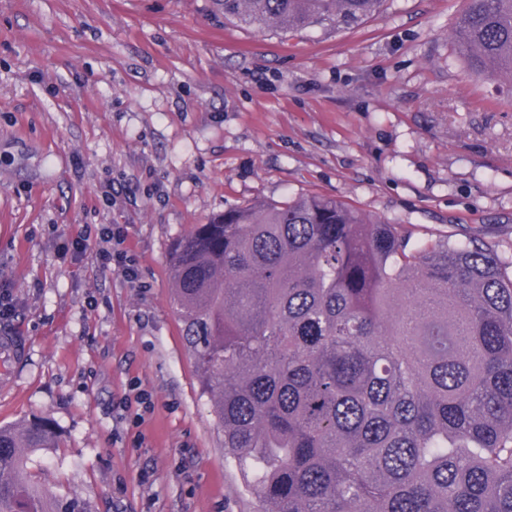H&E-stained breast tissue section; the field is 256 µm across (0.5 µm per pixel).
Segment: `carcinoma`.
I'll return each mask as SVG.
<instances>
[{"mask_svg": "<svg viewBox=\"0 0 512 512\" xmlns=\"http://www.w3.org/2000/svg\"><path fill=\"white\" fill-rule=\"evenodd\" d=\"M258 29L360 24L384 0H220ZM470 71L512 82V0H467ZM183 336L224 459L266 512H512V275L481 239L299 195L230 208L174 245ZM0 425V512H63Z\"/></svg>", "mask_w": 512, "mask_h": 512, "instance_id": "cac0c4a2", "label": "carcinoma"}]
</instances>
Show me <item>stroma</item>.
<instances>
[{"label": "stroma", "mask_w": 512, "mask_h": 512, "mask_svg": "<svg viewBox=\"0 0 512 512\" xmlns=\"http://www.w3.org/2000/svg\"><path fill=\"white\" fill-rule=\"evenodd\" d=\"M464 7L261 31L216 0H0V289L28 346L0 424H55L42 490L87 512H262L172 303V244L225 209L317 194L512 263V89L459 56ZM88 227L123 231L136 280L73 250Z\"/></svg>", "instance_id": "1"}]
</instances>
